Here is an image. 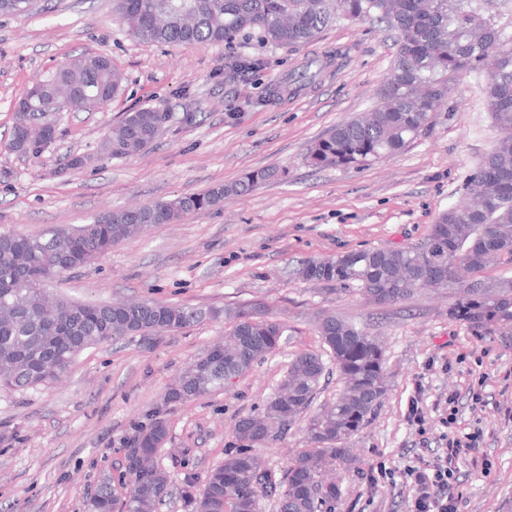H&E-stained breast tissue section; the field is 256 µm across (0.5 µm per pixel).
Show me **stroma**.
Instances as JSON below:
<instances>
[{"label":"stroma","instance_id":"1","mask_svg":"<svg viewBox=\"0 0 512 512\" xmlns=\"http://www.w3.org/2000/svg\"><path fill=\"white\" fill-rule=\"evenodd\" d=\"M396 34L369 20L342 19L294 50L237 40L232 45L144 44L131 39L112 0H34L28 14H0V233L50 225L76 229L104 213L201 193L251 171L284 167L288 177L228 195L177 224L148 227L104 258L46 283L49 297L108 303L153 299L233 309L264 302L288 323V340L234 383L174 409L168 387L194 358L221 341L230 321L205 319L153 348L122 339L84 350L54 384L0 391V512H85L87 494L118 474L126 440L139 425L164 419L159 455L173 484L185 472L205 477L234 450L236 421L260 412L289 360L322 352L317 318L326 313L367 324L385 352L388 391L369 422L348 441L353 464L335 477L336 512H406L402 473L414 456L431 458L441 432L436 408L448 392L481 384L485 402L463 406L462 430L482 429L480 466L461 484V512H512V329H474L450 319L454 290L418 289L378 307L358 292L295 278L310 257L409 246L465 197L480 157L496 142L482 76L460 77L445 111L395 157L363 169H316L309 145L351 116L373 108ZM83 52L107 56L124 75L103 108L57 112L56 138L35 157L9 147L16 106L36 79ZM256 57L253 95L331 59L315 83L282 102L242 108L224 82L227 59ZM142 107L168 112L155 142L133 158H106L112 124ZM198 114L182 125L186 110ZM90 156L72 169L74 156ZM421 397L425 430L407 418ZM304 421L281 440L258 446L267 465L286 469L306 448ZM392 477L381 476L379 467Z\"/></svg>","mask_w":512,"mask_h":512}]
</instances>
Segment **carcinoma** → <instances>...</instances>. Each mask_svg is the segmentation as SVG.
Segmentation results:
<instances>
[{"label": "carcinoma", "instance_id": "carcinoma-1", "mask_svg": "<svg viewBox=\"0 0 512 512\" xmlns=\"http://www.w3.org/2000/svg\"><path fill=\"white\" fill-rule=\"evenodd\" d=\"M126 33L151 44L230 45L240 37L261 44L300 48L339 18L384 23L397 33L386 81L369 112L330 129L307 149L306 164L360 168L402 151L425 133L448 103L451 85L464 74L486 71V106L499 137L466 183V199L439 214L426 239L399 248L349 251L311 258L293 274L303 280L353 289L377 305H391L419 288H461L448 315L473 328L512 327V278L459 283V271L478 273L512 256V36L497 26L484 0H113ZM262 67L259 58L224 63L228 83L245 81ZM323 65L312 60L288 77L298 88L316 81ZM123 74L110 58L82 53L45 83L76 98L107 105L121 90ZM29 121L13 128L10 147L28 153L51 124L52 101L26 102ZM156 108L128 112L105 142L113 158L138 155L155 139ZM288 169L263 168L245 179L205 192L177 195L134 209L106 214L77 230L56 226L0 235V390L45 386L67 372L85 349L120 338L147 340L176 334L205 318L233 321L229 341L193 360L165 393L178 405L187 396L224 388L254 364L276 353L288 325L264 306L202 310L152 299L97 304L60 299L49 309L43 284L100 258L112 247L154 224H174L242 195ZM343 390L336 401L311 414L322 389L326 363L320 354L299 353L288 361L263 414L246 415L234 431L239 448L212 468L204 481L184 474L179 485L183 512H261L272 499L278 512H335L342 490L326 472L349 463L348 440L364 426L387 393L385 358L366 327L334 315L319 318ZM305 418L311 447L299 451L278 473L253 452L281 439ZM169 429L162 419L138 428L127 440L119 478L102 479L86 500V512H156L171 495V481L157 457Z\"/></svg>", "mask_w": 512, "mask_h": 512}]
</instances>
